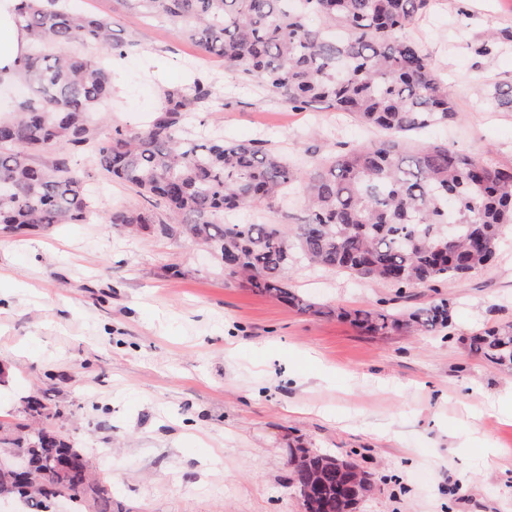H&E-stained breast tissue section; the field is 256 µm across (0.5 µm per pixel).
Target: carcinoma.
I'll return each mask as SVG.
<instances>
[{
	"label": "carcinoma",
	"instance_id": "cac0c4a2",
	"mask_svg": "<svg viewBox=\"0 0 512 512\" xmlns=\"http://www.w3.org/2000/svg\"><path fill=\"white\" fill-rule=\"evenodd\" d=\"M142 18L162 17L175 35L225 67L258 79L292 108L323 102L360 124L387 133L343 147L303 170L264 140L228 142L189 134L184 117L215 102L201 80L168 91L144 127L102 128L100 110L112 104L114 57L136 47L114 34L112 15H75L67 0H18V22L31 37L14 80L27 89L16 109L0 118V229L81 224L97 212L76 155L92 153L97 171L134 188L149 206L106 213L112 224L181 233L252 291L302 311L316 303L288 287L297 258L327 271L390 284L400 291L436 288L466 279L490 264L512 224V167L464 155L445 143L413 136L445 124L456 108L421 46L407 36L431 0H116ZM343 38L336 39V30ZM105 51L106 58L82 52ZM50 155L44 165L34 163ZM300 190L306 215L276 224L227 221L224 215L277 209ZM371 335L407 329L432 334L453 322L454 306L437 299L411 311L383 307L343 310ZM469 349L499 367L512 366V323L483 328ZM32 461L51 460L49 484L93 498L112 512L86 458L54 435L36 430L23 445L0 438ZM339 458L302 449L292 480L304 512H347L373 483ZM26 504L24 512H52L53 500L27 495L0 472V493Z\"/></svg>",
	"mask_w": 512,
	"mask_h": 512
}]
</instances>
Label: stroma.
<instances>
[{"mask_svg":"<svg viewBox=\"0 0 512 512\" xmlns=\"http://www.w3.org/2000/svg\"><path fill=\"white\" fill-rule=\"evenodd\" d=\"M71 7L111 14L136 42L113 70L111 123L147 124L166 91L199 78L219 103L189 114L191 133L262 139L306 165L371 137L326 104L291 108L166 20L127 16L115 0ZM407 34L458 109L417 140L512 166V109L491 97L512 84V13L500 0H432ZM94 189L101 213L86 223L0 231L1 433L40 398L53 412L43 427L85 454L112 512H303L290 480L300 447L371 473L375 490L354 512H512V423L501 415L512 371L467 346L474 330L512 323L511 233L491 266L432 290L290 267L289 286L320 315L253 292L189 241L109 223L106 210L145 201L102 174ZM442 297L455 316L436 334L371 336L336 316Z\"/></svg>","mask_w":512,"mask_h":512,"instance_id":"stroma-1","label":"stroma"}]
</instances>
